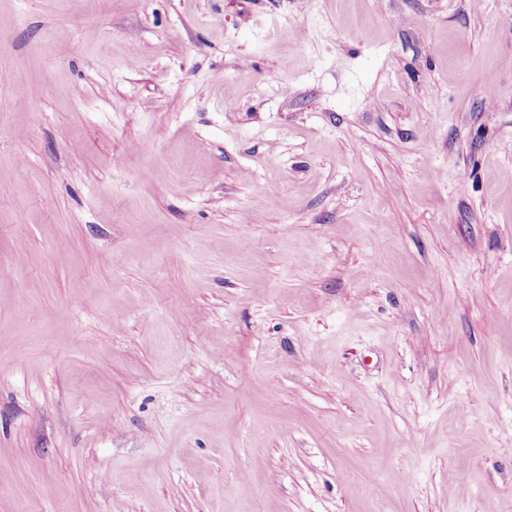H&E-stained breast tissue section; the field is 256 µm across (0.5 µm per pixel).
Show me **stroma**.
Returning a JSON list of instances; mask_svg holds the SVG:
<instances>
[{"label":"stroma","instance_id":"35a3bbf8","mask_svg":"<svg viewBox=\"0 0 512 512\" xmlns=\"http://www.w3.org/2000/svg\"><path fill=\"white\" fill-rule=\"evenodd\" d=\"M0 512H512V0H0Z\"/></svg>","mask_w":512,"mask_h":512}]
</instances>
